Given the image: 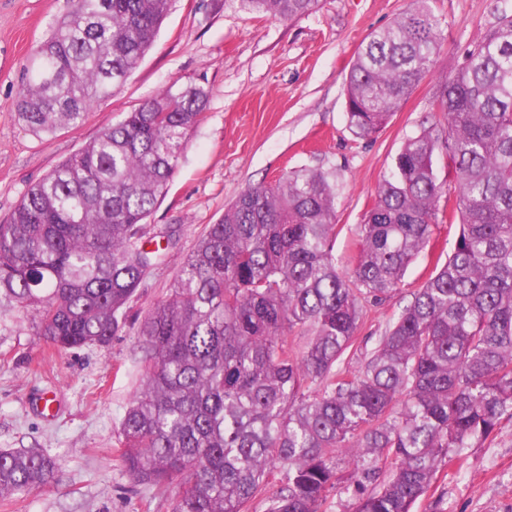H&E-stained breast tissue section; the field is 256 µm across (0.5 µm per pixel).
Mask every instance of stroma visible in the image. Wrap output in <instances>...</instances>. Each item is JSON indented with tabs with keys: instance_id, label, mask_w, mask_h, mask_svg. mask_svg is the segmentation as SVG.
I'll return each mask as SVG.
<instances>
[{
	"instance_id": "obj_1",
	"label": "stroma",
	"mask_w": 512,
	"mask_h": 512,
	"mask_svg": "<svg viewBox=\"0 0 512 512\" xmlns=\"http://www.w3.org/2000/svg\"><path fill=\"white\" fill-rule=\"evenodd\" d=\"M409 3L320 0L311 13L280 21L252 14L245 0H172L154 45L111 97L79 125L37 137L19 122L13 103L33 50L66 15L68 2L0 0V222L31 185L166 87L197 83L209 91L169 191L143 226L162 258L138 288L122 332L109 345L59 353L38 339L30 312L0 313V448H36L60 463L51 484L0 501V512H171V499L151 497L121 460L120 420L143 378L133 357L139 322L170 297L183 257L241 191L294 168L339 174L333 255L337 265L353 264L356 228L393 156L425 122L441 117L438 83L500 11L512 13V0H430L441 22L431 72L382 131L357 136L346 119L350 65L364 41ZM455 237V229L439 225L434 254L421 255L390 298L367 307L345 366L365 363L436 256L451 253ZM38 393L54 398L55 416L37 411ZM411 512H512V422L464 449L460 469L440 468Z\"/></svg>"
}]
</instances>
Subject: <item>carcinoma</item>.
<instances>
[{
	"mask_svg": "<svg viewBox=\"0 0 512 512\" xmlns=\"http://www.w3.org/2000/svg\"><path fill=\"white\" fill-rule=\"evenodd\" d=\"M291 21L319 0H244ZM171 0H69L14 104L35 134L81 123L153 46ZM440 21L412 0L364 45L347 121L379 132L431 71ZM209 100L171 85L22 196L0 224V308L29 310L59 352L106 345L158 252L142 223L165 196ZM442 120L408 138L379 184L349 271L336 267V172L301 168L249 187L184 258L139 324L140 391L121 422L135 483L172 512H410L438 468L512 421V14L481 33L436 91ZM457 224L448 260L358 370L341 366L366 304L395 292ZM309 335L295 351L289 335ZM352 465L344 475L337 457ZM55 458L0 448V498L49 483Z\"/></svg>",
	"mask_w": 512,
	"mask_h": 512,
	"instance_id": "1",
	"label": "carcinoma"
}]
</instances>
